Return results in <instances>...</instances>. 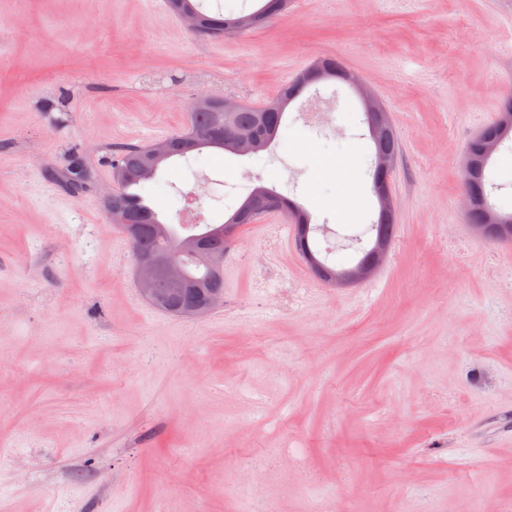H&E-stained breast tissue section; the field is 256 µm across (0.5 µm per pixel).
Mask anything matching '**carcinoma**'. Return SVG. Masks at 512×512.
<instances>
[{
    "instance_id": "cac0c4a2",
    "label": "carcinoma",
    "mask_w": 512,
    "mask_h": 512,
    "mask_svg": "<svg viewBox=\"0 0 512 512\" xmlns=\"http://www.w3.org/2000/svg\"><path fill=\"white\" fill-rule=\"evenodd\" d=\"M260 2L261 6L254 12L237 16L209 15L201 10L198 0H167V5L175 15L183 9L195 10L201 23L192 30V34L202 39H214L255 29L282 13L288 6V0ZM307 75L308 71H303L260 108L241 107L234 112H222L219 100L216 99L212 105L190 112L189 130L170 136L174 145L171 154L166 157H156L152 146L143 144L123 149L112 160V175L117 184V188L112 191V207L119 211L116 225H141L138 236L130 241L134 255L172 254L182 261L187 281L193 287L222 288L224 273L210 265L208 258L224 255V245L233 238V232L239 225L252 224L276 207L293 214L295 228L298 230L296 244L311 271L327 284L336 282V268L321 261L299 234V230L310 224V216L289 198L282 195L276 197L273 190L262 185L256 186L224 223L207 224L203 232L183 236L174 225L164 223L149 203V191L155 178L140 177V170L144 167H153L159 171L172 159L197 158L209 150L241 156L259 154L279 136L288 106L311 86L306 81ZM508 138H512L510 92L500 100L496 120L472 138L465 149L471 167L463 173V186L473 200L467 221L475 227H487L486 211L494 208L483 193L485 168L489 162L483 153L485 141L501 143ZM373 146L372 190L376 191L380 185L387 183V177L391 175V172L381 168L380 158L397 161L400 146L393 130L385 138L373 143ZM368 231L375 233V238L391 243L396 233L395 211L378 213L377 221L369 225Z\"/></svg>"
}]
</instances>
